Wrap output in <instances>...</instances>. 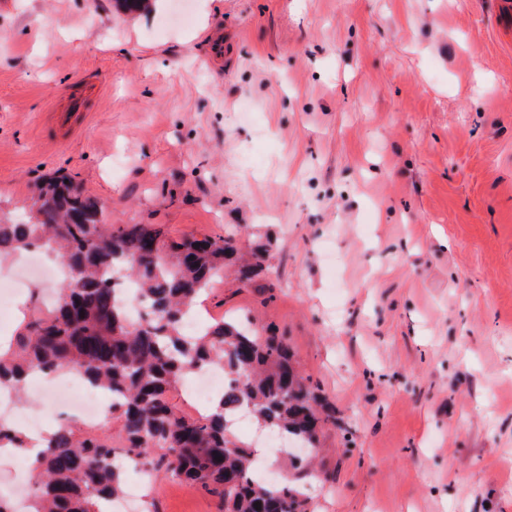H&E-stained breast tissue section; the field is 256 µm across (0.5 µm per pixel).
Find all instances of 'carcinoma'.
<instances>
[{"label": "carcinoma", "instance_id": "1", "mask_svg": "<svg viewBox=\"0 0 512 512\" xmlns=\"http://www.w3.org/2000/svg\"><path fill=\"white\" fill-rule=\"evenodd\" d=\"M34 207L29 222L0 224V260L38 247L58 253L70 278L54 312L31 316L11 355L0 356V389L21 396L36 369L74 371L112 394L124 446L59 425L36 461L28 512H96L95 502L123 490L122 467L110 462L122 455L218 497L223 512H306L299 483L313 476L309 459L290 453L292 477L257 479L252 446L230 430L249 407L266 431L315 445L318 400L292 362L287 338L259 336L237 320L217 321L195 336L183 332L198 297L224 274V262L235 264L242 283L252 281L254 267L238 256L234 232L168 242L156 224H105L98 200L62 177L38 188ZM120 276L147 302L140 323L119 301ZM210 369L227 379L218 405L198 418L179 414L172 388Z\"/></svg>", "mask_w": 512, "mask_h": 512}]
</instances>
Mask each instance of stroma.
Wrapping results in <instances>:
<instances>
[{
    "mask_svg": "<svg viewBox=\"0 0 512 512\" xmlns=\"http://www.w3.org/2000/svg\"><path fill=\"white\" fill-rule=\"evenodd\" d=\"M150 2L0 0V222L64 175L112 224L235 228L261 270L198 316L276 328L335 412L308 512H512L501 0ZM151 507L221 503L162 476Z\"/></svg>",
    "mask_w": 512,
    "mask_h": 512,
    "instance_id": "stroma-1",
    "label": "stroma"
}]
</instances>
